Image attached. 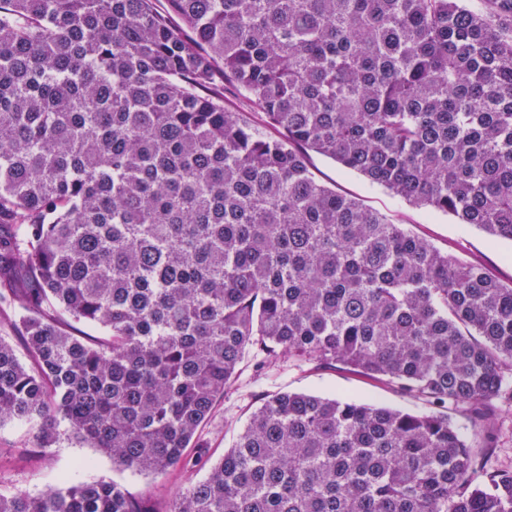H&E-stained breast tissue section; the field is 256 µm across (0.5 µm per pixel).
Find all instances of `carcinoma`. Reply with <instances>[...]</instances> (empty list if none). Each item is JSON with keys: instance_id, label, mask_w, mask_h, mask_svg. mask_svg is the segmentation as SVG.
Wrapping results in <instances>:
<instances>
[{"instance_id": "cac0c4a2", "label": "carcinoma", "mask_w": 512, "mask_h": 512, "mask_svg": "<svg viewBox=\"0 0 512 512\" xmlns=\"http://www.w3.org/2000/svg\"><path fill=\"white\" fill-rule=\"evenodd\" d=\"M167 2L0 0V325L27 356L0 336V425L209 466L167 512H512V283L308 162L512 241V0ZM226 80L278 135L224 108ZM250 356L428 410L276 393L213 461L192 442ZM0 512L153 510L93 482Z\"/></svg>"}]
</instances>
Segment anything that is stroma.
Returning a JSON list of instances; mask_svg holds the SVG:
<instances>
[{
  "label": "stroma",
  "mask_w": 512,
  "mask_h": 512,
  "mask_svg": "<svg viewBox=\"0 0 512 512\" xmlns=\"http://www.w3.org/2000/svg\"><path fill=\"white\" fill-rule=\"evenodd\" d=\"M309 164L322 183L385 214L393 223L427 239L441 252L482 263L499 279L512 280V242L491 238L476 227L456 223L451 216L412 206L329 157L310 153ZM282 391L368 401L413 412L426 408L421 400L340 367L319 368L311 363L297 365L286 361L259 371L254 360L248 359L201 427L200 444L213 456H221L225 448L232 446L262 397ZM206 474V469L196 467L147 476L113 464L110 456L68 436H61L53 447L39 448L27 426L16 422L0 426V493L3 494L22 490L37 496L66 482L113 481L133 496L148 501L156 512H165L177 493L203 480Z\"/></svg>",
  "instance_id": "1"
}]
</instances>
